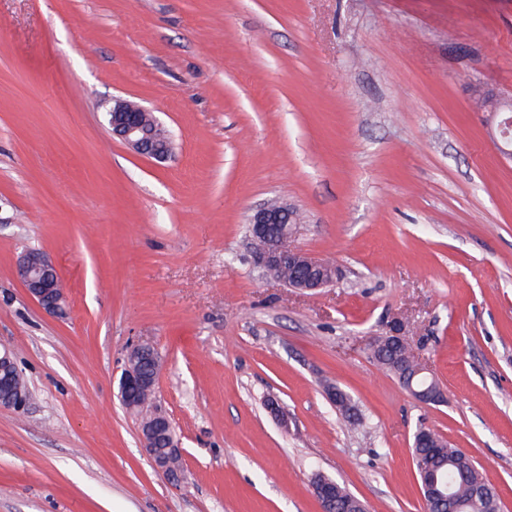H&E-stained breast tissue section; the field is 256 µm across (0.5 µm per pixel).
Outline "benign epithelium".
Wrapping results in <instances>:
<instances>
[{"label":"benign epithelium","mask_w":512,"mask_h":512,"mask_svg":"<svg viewBox=\"0 0 512 512\" xmlns=\"http://www.w3.org/2000/svg\"><path fill=\"white\" fill-rule=\"evenodd\" d=\"M149 108L127 99H116L107 111L112 137L119 139L134 153L158 162L172 157L173 140L156 139L145 127L141 116ZM512 119L505 118L500 124V150L512 159ZM300 223L298 212L292 205L277 202L257 207L248 218V235L253 247L255 263L271 276L281 267H288L291 277L288 287L300 291H315L332 284L336 279V267L290 245V239ZM17 275L28 295L50 314L61 313L66 305L61 277L55 263L41 252H27L20 256ZM131 352L151 360L152 371L145 372L126 366L119 393L123 404H129L140 392H155L158 384L160 361L155 348L147 343H137ZM18 371L11 350L0 349V407L21 412L27 405L26 395L13 394L10 374ZM401 386L418 402L430 405L444 401L445 394L429 369L422 363L412 367V376L400 379ZM142 447L154 468L173 481L179 480V472L171 465L174 458H182V450L175 438L169 418L158 410L145 416L140 423Z\"/></svg>","instance_id":"benign-epithelium-1"}]
</instances>
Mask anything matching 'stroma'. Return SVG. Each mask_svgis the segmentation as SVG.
Masks as SVG:
<instances>
[{
	"instance_id": "obj_1",
	"label": "stroma",
	"mask_w": 512,
	"mask_h": 512,
	"mask_svg": "<svg viewBox=\"0 0 512 512\" xmlns=\"http://www.w3.org/2000/svg\"><path fill=\"white\" fill-rule=\"evenodd\" d=\"M479 89L512 96V0H0V348L29 392L0 407V512H322L318 474L367 512H425L422 428L512 512V160ZM117 98L170 159L113 139ZM271 199L333 284L255 264ZM27 250L57 265L61 314L19 281ZM395 319L443 402L371 359ZM140 341L177 481L119 397ZM418 375H423L425 378L431 380L430 384L422 388L415 387L413 385V380ZM400 383L403 389L422 404H438L444 401L445 394L443 389L440 387L437 380L430 374L429 369L418 360L417 364L412 367V375L410 377L404 376L400 379Z\"/></svg>"
}]
</instances>
